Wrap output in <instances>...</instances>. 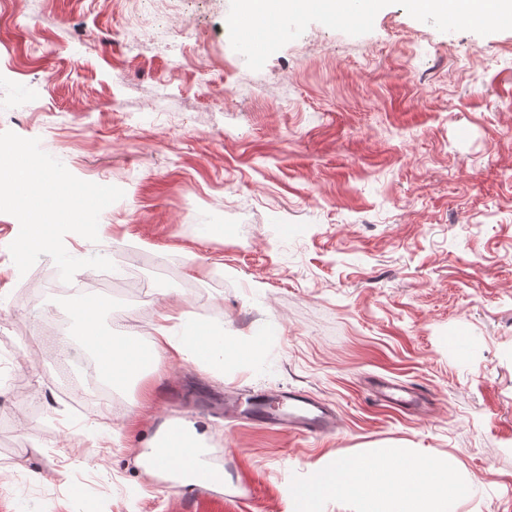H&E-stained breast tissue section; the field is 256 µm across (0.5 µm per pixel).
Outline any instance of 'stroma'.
<instances>
[{
  "instance_id": "1",
  "label": "stroma",
  "mask_w": 512,
  "mask_h": 512,
  "mask_svg": "<svg viewBox=\"0 0 512 512\" xmlns=\"http://www.w3.org/2000/svg\"><path fill=\"white\" fill-rule=\"evenodd\" d=\"M249 25L234 0H0V139L42 154L45 193L108 187L74 272L95 275L100 254L146 285L103 330L120 315L141 336L171 313L230 348L281 331L261 368L165 357L122 413L80 410L27 338L33 314L68 319L86 293L49 290L47 256L19 250L1 209L0 344L26 368L0 390V512L46 496L83 512L89 491L98 512H357L304 495L322 465L379 448L454 458L473 480L456 512H512V27L370 0L357 32L293 9L248 54L232 39ZM373 376L416 388L420 412L380 403ZM249 386L312 392L335 433L225 419V392ZM184 420L215 474L190 494L134 462Z\"/></svg>"
}]
</instances>
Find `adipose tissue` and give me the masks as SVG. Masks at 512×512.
Here are the masks:
<instances>
[{
  "label": "adipose tissue",
  "mask_w": 512,
  "mask_h": 512,
  "mask_svg": "<svg viewBox=\"0 0 512 512\" xmlns=\"http://www.w3.org/2000/svg\"><path fill=\"white\" fill-rule=\"evenodd\" d=\"M448 24H455L464 13L479 14L494 21L512 12V0H423ZM78 235L67 224L55 225L50 240L40 248L50 259L53 271L69 274L77 251ZM96 305L79 301L69 323L81 354L94 364L99 384L112 391L142 377L161 357L178 356L199 360L216 369L224 367V334L194 320L173 326L156 325L153 333L137 337L105 335L94 317ZM206 432L189 425L170 432L164 439L147 441L137 456L138 462H151L156 468L175 469L181 458H189L187 486L209 482L211 472L205 464ZM329 487L358 500L362 512H456V505L469 490L456 461L438 463L402 460L388 450L360 459L358 466L326 469Z\"/></svg>",
  "instance_id": "adipose-tissue-1"
}]
</instances>
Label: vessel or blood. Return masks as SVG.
Segmentation results:
<instances>
[{"instance_id": "obj_1", "label": "vessel or blood", "mask_w": 512, "mask_h": 512, "mask_svg": "<svg viewBox=\"0 0 512 512\" xmlns=\"http://www.w3.org/2000/svg\"><path fill=\"white\" fill-rule=\"evenodd\" d=\"M377 398L388 405L406 409L419 407L420 393L400 382L385 378L374 381ZM245 402L226 398L224 410L235 414L245 411L248 422L263 428L295 435L322 436L334 432L336 421L332 411L310 392L291 388L278 393L246 390Z\"/></svg>"}]
</instances>
